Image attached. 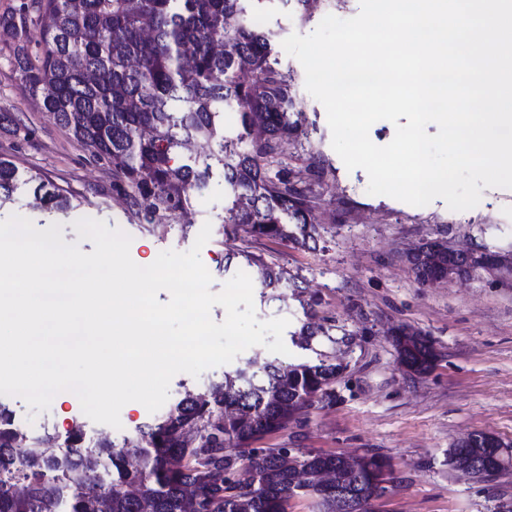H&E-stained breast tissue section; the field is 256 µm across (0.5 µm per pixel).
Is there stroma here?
Listing matches in <instances>:
<instances>
[{
	"label": "stroma",
	"mask_w": 512,
	"mask_h": 512,
	"mask_svg": "<svg viewBox=\"0 0 512 512\" xmlns=\"http://www.w3.org/2000/svg\"><path fill=\"white\" fill-rule=\"evenodd\" d=\"M359 0H313L300 10L295 0H262L248 14L256 28L276 42L310 34L326 15L355 16ZM288 81L299 128L280 146L289 169L302 177L309 196L308 220L320 241L308 249L275 241H253L225 231L224 178L214 174L207 188L191 195V222L178 216L149 222L119 198L114 178L100 179L103 161L93 160L72 133L43 112L31 95H20L23 81L9 50L0 41V155L20 173L37 172L67 190L74 206L50 211L22 184L0 204V221L11 215L43 229L58 223L63 239L92 252L79 240L76 220L92 218L132 238L134 262L165 250H189L203 225L211 235L200 257L213 278L211 292L231 279L224 269L228 250L250 249L267 262L284 267L297 285L266 295L253 285L257 319H288L289 331L305 320L334 324L352 335L345 346L331 347L322 337L310 349L290 346L287 362L316 361L318 352L335 351L344 371L332 386L330 400L315 402L287 430L259 440L262 448H301L336 454H378L390 460L398 480L377 504L378 512H500L512 507V472L478 482L449 469L446 453L478 432L512 444V273L478 272L471 278L447 279L434 287L418 283L405 254L421 243L447 240L450 246L512 252V189L486 188L477 206L450 210L435 199L418 207L367 192L365 170H347L331 146L324 106L305 88L301 63L278 50L273 63ZM399 326L419 330L433 342L439 358L423 376L402 367L392 343ZM21 421L28 436L44 431L66 436L80 406L32 413L16 396L0 398ZM146 408L120 413L121 428L87 422L88 441L115 444L137 436L151 421Z\"/></svg>",
	"instance_id": "35a3bbf8"
}]
</instances>
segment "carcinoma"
<instances>
[{
  "instance_id": "1",
  "label": "carcinoma",
  "mask_w": 512,
  "mask_h": 512,
  "mask_svg": "<svg viewBox=\"0 0 512 512\" xmlns=\"http://www.w3.org/2000/svg\"><path fill=\"white\" fill-rule=\"evenodd\" d=\"M248 0H26L0 16L16 72L44 111L72 132L97 160L115 167L129 206L151 219L187 210L190 193L219 168L229 198L223 223L253 240L316 244L308 196L281 157L295 129L288 81L270 62L272 34L247 22ZM35 45L36 53L30 52ZM260 71L259 84L241 74ZM238 128H224V110ZM14 162L0 157V202L19 182ZM48 208L67 211L72 195L35 173L22 181ZM451 248L419 246L417 280L448 271ZM255 271L276 290L288 272L248 250L225 256ZM324 336L312 322L291 334L308 349ZM400 363L423 375L437 354L421 332H394ZM342 365L331 353L317 362L243 364L188 394L139 431L137 444L108 439L85 444L71 431L63 447L32 450L35 441L12 424L0 404V512H288L311 501L315 512H344L323 488L358 495L394 479L374 454L336 455L252 444L288 428L313 395L331 396ZM498 439L470 435L448 449V467L476 481L507 470L493 457Z\"/></svg>"
}]
</instances>
